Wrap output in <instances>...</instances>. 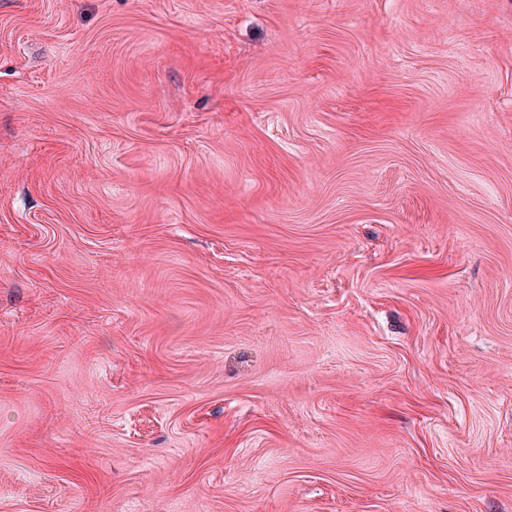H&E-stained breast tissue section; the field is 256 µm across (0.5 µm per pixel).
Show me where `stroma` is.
Masks as SVG:
<instances>
[{"label": "stroma", "mask_w": 512, "mask_h": 512, "mask_svg": "<svg viewBox=\"0 0 512 512\" xmlns=\"http://www.w3.org/2000/svg\"><path fill=\"white\" fill-rule=\"evenodd\" d=\"M0 512H512V0H0Z\"/></svg>", "instance_id": "1"}]
</instances>
